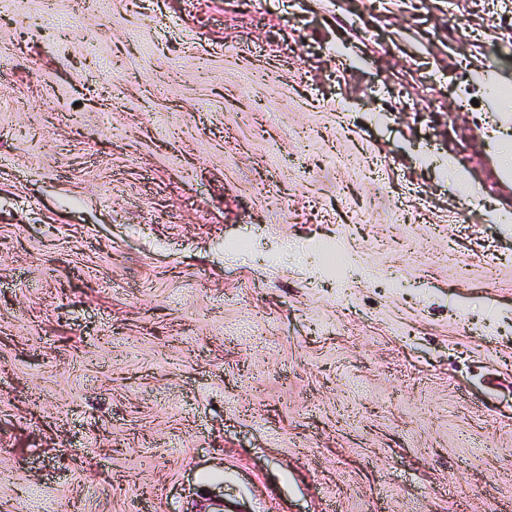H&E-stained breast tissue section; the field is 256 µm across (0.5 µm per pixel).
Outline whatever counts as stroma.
<instances>
[{
	"label": "stroma",
	"instance_id": "obj_1",
	"mask_svg": "<svg viewBox=\"0 0 512 512\" xmlns=\"http://www.w3.org/2000/svg\"><path fill=\"white\" fill-rule=\"evenodd\" d=\"M247 3L0 8V512H512V0Z\"/></svg>",
	"mask_w": 512,
	"mask_h": 512
}]
</instances>
